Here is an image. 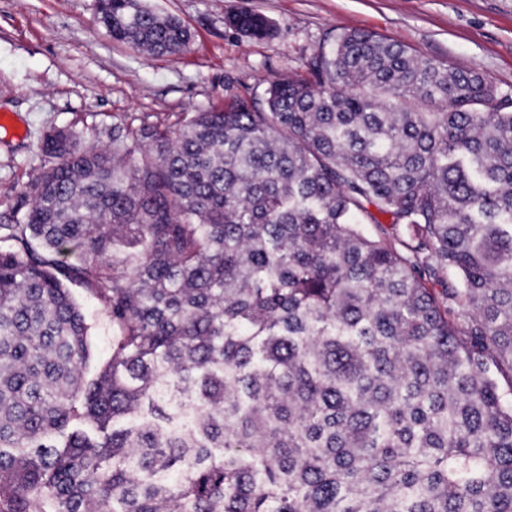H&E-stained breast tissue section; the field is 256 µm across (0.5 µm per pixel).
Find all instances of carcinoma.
<instances>
[{"label":"carcinoma","instance_id":"carcinoma-1","mask_svg":"<svg viewBox=\"0 0 512 512\" xmlns=\"http://www.w3.org/2000/svg\"><path fill=\"white\" fill-rule=\"evenodd\" d=\"M41 153L0 224V512H512V110L478 73L353 31L261 100ZM71 290L76 301L87 313L92 324L88 339L89 352L91 356L90 370L93 372L106 357V352L110 342V335L105 331L103 319L99 315L97 307L87 298L84 291L76 286H72Z\"/></svg>","mask_w":512,"mask_h":512}]
</instances>
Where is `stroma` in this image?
Here are the masks:
<instances>
[{"label":"stroma","instance_id":"35a3bbf8","mask_svg":"<svg viewBox=\"0 0 512 512\" xmlns=\"http://www.w3.org/2000/svg\"><path fill=\"white\" fill-rule=\"evenodd\" d=\"M190 32L185 51L147 56L112 40L96 0H0V223H11L40 166L44 132L68 126L108 142L113 125L175 123L268 81L302 74L336 36L370 31L419 57L479 73L512 99V0H146ZM259 12L273 37H243L227 23Z\"/></svg>","mask_w":512,"mask_h":512}]
</instances>
